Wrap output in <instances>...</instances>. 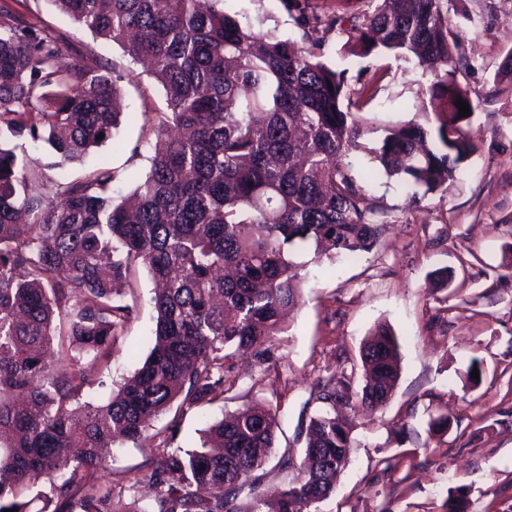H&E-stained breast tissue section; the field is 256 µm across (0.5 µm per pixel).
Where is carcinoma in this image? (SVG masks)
<instances>
[{"label": "carcinoma", "mask_w": 512, "mask_h": 512, "mask_svg": "<svg viewBox=\"0 0 512 512\" xmlns=\"http://www.w3.org/2000/svg\"><path fill=\"white\" fill-rule=\"evenodd\" d=\"M95 36L148 66L166 111L141 113L150 148L133 203L113 195L106 163L70 179L66 168L115 138L121 124L117 64L67 68L63 34L0 6V512H31L29 492L59 480L38 512H320L350 461L355 413L390 402L399 344L386 324L360 350L361 391L332 375L296 464H275L283 489L269 503L262 472L274 456L269 404L206 423L199 444L164 452L140 508L114 504L97 466L104 449L135 441L149 420L179 402L198 409L224 395V360L270 359L283 315L302 301L298 249L354 258L385 231V212L355 173L397 178L412 197L445 192L477 152L475 109L456 79L458 34L446 0H369L327 13L314 0H277L302 30L301 45L224 10V0H49ZM346 36L342 57L372 53L436 66L430 107L361 142L375 97L328 64L318 33ZM104 134L99 139L97 135ZM42 143L43 162L23 142ZM156 282L150 351L99 404L103 386L83 364L106 361L135 314L125 287L132 269ZM448 512H468L467 492Z\"/></svg>", "instance_id": "1"}]
</instances>
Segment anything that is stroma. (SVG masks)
Here are the masks:
<instances>
[{
	"label": "stroma",
	"mask_w": 512,
	"mask_h": 512,
	"mask_svg": "<svg viewBox=\"0 0 512 512\" xmlns=\"http://www.w3.org/2000/svg\"><path fill=\"white\" fill-rule=\"evenodd\" d=\"M447 6L459 32L456 78L475 105L470 130L476 154L446 192L416 202L397 179L369 184L388 213L377 245L353 260L318 258L310 251L298 255L304 265L302 302L274 342L269 363L259 365L248 356L226 359L222 400L188 411L171 405L139 440L113 448L100 471L111 479L118 505L129 507L151 495L143 476L161 453L162 437H170L174 451L193 445L206 422L257 400L276 413V453L287 451L301 461L318 383L342 373L352 391H360V344L383 323L399 343L396 392L386 406L356 418L350 461L321 512H446L449 492L459 487L469 492V512H512V85L495 81L512 50V0H448ZM224 8L280 38L301 37L275 0H226ZM18 10L72 40L65 61L100 56L124 67L128 119L114 140L85 162L69 165L67 174L80 177L86 165L104 160L119 175L114 193L128 194L145 166L135 153L141 124L131 115L163 110L160 87L120 48L95 38L45 0H23ZM347 78L355 88L377 82L366 115L372 129L363 139L367 150L382 125L411 118L431 75L418 63L373 54L353 59ZM366 150L357 157V169L371 165ZM442 269L447 287H431L433 274ZM132 288L136 316L113 346L109 365L96 367L105 383L98 392L102 398L132 376L150 350L155 311L144 266H136ZM475 359L482 376L474 384L467 371ZM442 413L450 420L448 430L431 433V418Z\"/></svg>",
	"instance_id": "obj_1"
}]
</instances>
